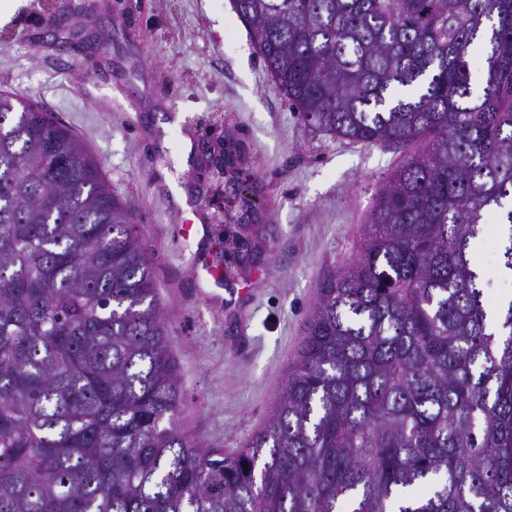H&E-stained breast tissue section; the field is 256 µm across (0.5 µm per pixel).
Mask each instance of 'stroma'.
Wrapping results in <instances>:
<instances>
[{
	"mask_svg": "<svg viewBox=\"0 0 512 512\" xmlns=\"http://www.w3.org/2000/svg\"><path fill=\"white\" fill-rule=\"evenodd\" d=\"M27 0L0 28V89L42 105L98 161L154 262L198 446L265 423L319 284L353 260L377 194L419 142L366 145L301 122L231 0ZM204 230L186 237L183 201ZM483 299L512 291L498 224ZM219 270V280L201 267Z\"/></svg>",
	"mask_w": 512,
	"mask_h": 512,
	"instance_id": "stroma-1",
	"label": "stroma"
}]
</instances>
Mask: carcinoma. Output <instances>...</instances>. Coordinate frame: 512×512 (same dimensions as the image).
Segmentation results:
<instances>
[{
    "label": "carcinoma",
    "mask_w": 512,
    "mask_h": 512,
    "mask_svg": "<svg viewBox=\"0 0 512 512\" xmlns=\"http://www.w3.org/2000/svg\"><path fill=\"white\" fill-rule=\"evenodd\" d=\"M232 5L303 122L425 145L318 286L265 424L227 453L175 420L128 206L75 133L0 91V512H512V300L488 314L471 250L497 214L512 272V0Z\"/></svg>",
    "instance_id": "obj_1"
}]
</instances>
